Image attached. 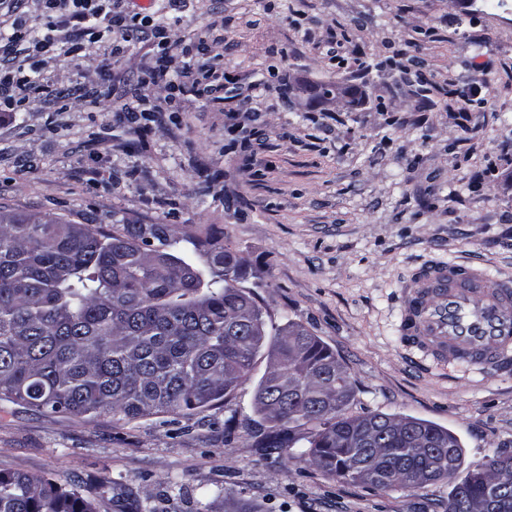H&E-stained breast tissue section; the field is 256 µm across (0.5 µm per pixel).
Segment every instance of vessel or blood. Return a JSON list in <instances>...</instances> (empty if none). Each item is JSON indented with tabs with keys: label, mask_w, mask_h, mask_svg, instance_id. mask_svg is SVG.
<instances>
[{
	"label": "vessel or blood",
	"mask_w": 512,
	"mask_h": 512,
	"mask_svg": "<svg viewBox=\"0 0 512 512\" xmlns=\"http://www.w3.org/2000/svg\"><path fill=\"white\" fill-rule=\"evenodd\" d=\"M399 334L443 364L512 369V281L467 263L423 264L406 287Z\"/></svg>",
	"instance_id": "vessel-or-blood-1"
}]
</instances>
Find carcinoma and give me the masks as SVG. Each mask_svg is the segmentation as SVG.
<instances>
[{
	"mask_svg": "<svg viewBox=\"0 0 512 512\" xmlns=\"http://www.w3.org/2000/svg\"><path fill=\"white\" fill-rule=\"evenodd\" d=\"M165 224H125L105 235L83 224L0 211V401L51 413L119 423L185 415L228 401L268 346L274 356L256 395L260 420L224 421V437L242 428L264 460L305 441L309 464L336 477L363 465L379 491L411 479L453 483L448 512H512V492L494 490L468 471L448 432L416 418V441L382 440L366 447L357 416L328 414L323 390L353 398L347 379L321 370L336 355L306 329L273 336L226 335L247 298L226 286L243 266L234 251L212 250L197 269L166 251ZM0 512H96L80 491L22 472L0 473Z\"/></svg>",
	"mask_w": 512,
	"mask_h": 512,
	"instance_id": "obj_1",
	"label": "carcinoma"
}]
</instances>
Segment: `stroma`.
<instances>
[{
  "label": "stroma",
  "mask_w": 512,
  "mask_h": 512,
  "mask_svg": "<svg viewBox=\"0 0 512 512\" xmlns=\"http://www.w3.org/2000/svg\"><path fill=\"white\" fill-rule=\"evenodd\" d=\"M166 28L169 76L204 40L218 73L250 100L187 95L138 111L155 59L147 40L90 45L112 80L39 54L51 96L0 121V208L109 234L165 224L173 254L205 266L211 248L245 260L237 288L266 326L302 325L344 364L347 412L413 417L454 434L462 470L512 452V372L448 367L405 346L404 286L432 259L512 278V0H124ZM40 0H0V67L11 23L43 34ZM416 39L411 72L392 63ZM353 58L330 67V51ZM488 104L459 112L456 89ZM357 88L362 105L321 96ZM269 365L261 350L228 403L178 423H115L0 403V472L80 485L98 512L128 493L141 512H225L233 482L259 512H445L452 485L379 492L324 475L300 449L262 461L230 415H255Z\"/></svg>",
  "instance_id": "obj_1"
}]
</instances>
